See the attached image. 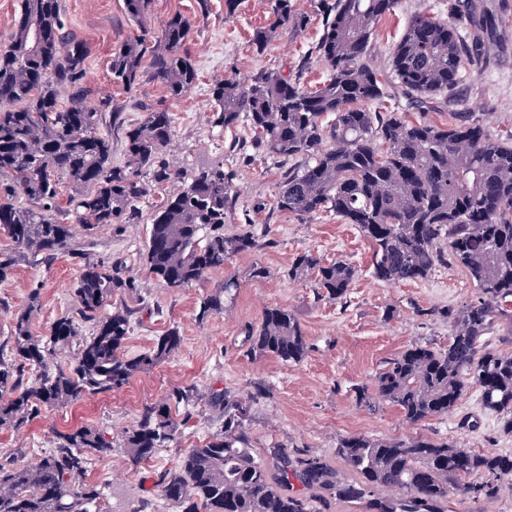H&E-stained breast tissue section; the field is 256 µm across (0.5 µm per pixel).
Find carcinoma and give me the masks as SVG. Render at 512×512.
Listing matches in <instances>:
<instances>
[{"label": "carcinoma", "instance_id": "1", "mask_svg": "<svg viewBox=\"0 0 512 512\" xmlns=\"http://www.w3.org/2000/svg\"><path fill=\"white\" fill-rule=\"evenodd\" d=\"M324 18L315 53L328 70L315 90L276 69L218 81L211 87L215 127L245 120L255 152L294 162L280 185L276 207L297 216L332 212L354 224L371 243L372 275L385 284L427 279L448 260L462 266L479 290L478 301L448 311L453 328L448 347L414 344L385 360L370 382L357 388L370 410L396 407L411 424L444 416L476 387L484 411L512 434V353L489 346L486 336L501 319L512 332V132L492 133L467 116L452 127L406 112L383 111L385 81L368 63L372 36L397 0H311ZM143 33L112 53V79L127 89L143 79L164 85L180 98L198 73L182 54L189 21L177 14L154 43L145 29L149 0H124ZM274 21L256 31L263 51L283 32L301 33L306 16L296 0H269ZM461 5L448 3V17L421 11L395 45L390 77L422 112L441 97L450 103L462 69L484 54L473 32L459 31ZM88 49L67 28L59 0H22L9 49L0 53V230L16 254L49 263L75 251L72 215L92 233L104 224L138 219L137 204L150 183L179 178L158 161L174 135L166 110L147 112L126 135L128 161L112 165V143L100 132L112 100L92 105L84 82ZM80 191L70 209L58 205L61 181ZM23 195L21 207L14 197ZM233 190L217 164L201 170L179 192L156 205L145 248L148 273L172 288L202 280L237 256L257 248L249 230L224 231ZM314 276L317 295L347 298L356 269L344 261L324 263L310 252L296 256L288 276ZM138 287L119 268L86 261L72 289V314L58 318L50 335L32 334L40 302L32 291L26 309L14 315L9 345L0 344V427L20 430L41 409L76 403L88 395L121 388L135 375L165 363L182 344L178 329L156 338L130 357L124 344L133 312L102 313L114 288ZM238 289L230 276L200 303L198 321L224 313ZM92 323L84 335L79 323ZM249 354L271 355L286 364L303 362L308 344L297 316L282 307L264 311L245 330ZM76 348L69 367L51 370L55 351ZM40 368L31 384L26 372ZM196 386L173 389L167 400L143 409L124 447L132 461L152 456L175 438L171 406L196 404ZM245 400L224 394V430L189 449L179 472L160 483L161 495L182 512H314L313 500L288 493L290 479L340 500L365 505V512H447L452 496L478 501L499 492L512 476V452H476L448 440H391L353 435L336 454L357 475L340 479L319 456L296 458L274 448L266 459L253 453ZM112 451L97 429L61 433L55 447L30 467L0 463V512H100L99 490L79 481L98 453Z\"/></svg>", "mask_w": 512, "mask_h": 512}]
</instances>
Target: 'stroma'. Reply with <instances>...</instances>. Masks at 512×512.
<instances>
[{"label": "stroma", "instance_id": "obj_1", "mask_svg": "<svg viewBox=\"0 0 512 512\" xmlns=\"http://www.w3.org/2000/svg\"><path fill=\"white\" fill-rule=\"evenodd\" d=\"M471 2L488 22L485 55L463 69L456 101H437L426 117L452 125L464 112L492 133L510 132L512 0ZM300 5L310 12L304 31L282 34L259 53L252 46L253 34L271 21L263 0H239L231 14L226 13L224 0H208L204 13L197 0H152L146 25L152 34H160L177 13L192 25L184 51L199 79L188 94L175 100L153 82L129 90L113 81V51L141 28L127 15L124 0H60L69 30L89 47L88 86L95 99L108 98L114 105L102 126L112 141L113 163L126 161L127 129L146 112L164 109L174 113L176 123L172 143L162 157L181 177L155 185L140 203L141 217L135 223L119 228L107 225L91 236L74 226L76 254L59 257L47 266L27 259L17 262L11 276L0 282V342L6 341L13 315L26 307L35 288L41 292V304L32 316L31 329L34 335L48 336L52 324L69 314L71 291L84 262L91 260L121 267L138 282L133 292L114 289L104 306L108 312L117 306L134 312L126 354L147 350L173 327L179 329L182 345L165 363L135 376L119 390L89 396L74 405L43 409L17 433L0 429V460L30 464L53 448L58 433L91 426L112 444L110 454L93 456L83 477L84 483L102 488L103 512H179L162 497L159 483L179 472L190 448L220 432L224 406L217 396L224 392L249 403L250 440L256 455L266 456L272 448L291 457L318 455L348 480L353 474L337 456L336 446L351 435L427 436L484 452L512 450V436L502 434L494 415L481 411L480 392L475 388L466 392L447 417L418 425L406 422L393 406L384 404L371 411L355 400L356 388L368 383L384 360L415 343L447 346L452 334L448 310L479 297L466 270L448 264L438 266L423 281L396 285L376 281L371 275V245L357 226L330 212L296 216L279 211L275 196L288 173L287 165L242 151V144L253 136L247 123L221 129L210 122L213 108L208 90L215 80L241 78L263 68L293 72L310 89L326 79L325 65L312 52L322 33L323 17L310 11L309 0H300ZM419 11L447 15L448 0H398L373 34L369 63L374 70L388 74L392 49L408 20ZM217 163L223 164L233 186L224 230L251 229L258 247L199 282L169 287L150 276L145 265L153 207ZM303 252L355 267L357 274L347 299L320 298L312 280L289 278V268ZM256 263L267 268L266 278L251 279L249 272ZM230 275L240 284L235 299L226 302L222 314L197 321L201 298L216 291ZM276 306L291 310L303 326L309 351L300 364L247 353L246 328L259 323L265 309ZM185 385L196 386L202 398L193 407L173 408L180 423L174 441L157 449L148 461L132 464L123 446L126 432L136 425L145 405Z\"/></svg>", "mask_w": 512, "mask_h": 512}]
</instances>
